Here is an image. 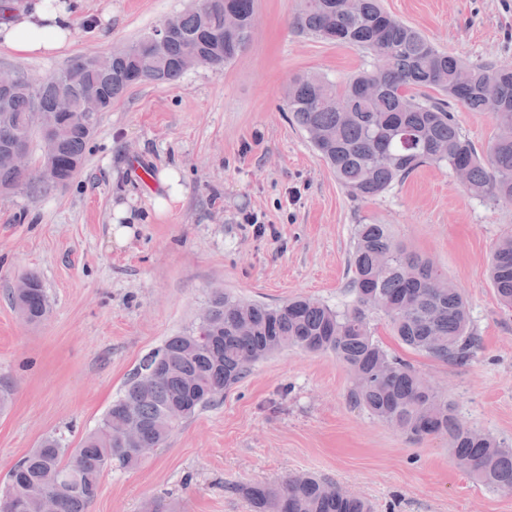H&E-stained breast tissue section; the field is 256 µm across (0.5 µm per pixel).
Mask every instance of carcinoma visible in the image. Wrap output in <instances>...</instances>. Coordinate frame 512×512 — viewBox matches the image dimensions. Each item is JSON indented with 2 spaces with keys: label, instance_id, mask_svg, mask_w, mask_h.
Returning a JSON list of instances; mask_svg holds the SVG:
<instances>
[{
  "label": "carcinoma",
  "instance_id": "obj_1",
  "mask_svg": "<svg viewBox=\"0 0 512 512\" xmlns=\"http://www.w3.org/2000/svg\"><path fill=\"white\" fill-rule=\"evenodd\" d=\"M239 19L224 28V12ZM254 0H195L177 16L176 31L156 42L143 35L113 52L112 68L73 61L29 89H0V189L23 188L47 195L66 186L81 168L91 138L79 118L82 98L106 96L105 109L133 84L168 82L182 76L185 61L198 57L220 70L247 48ZM293 26L322 41L347 45L372 63L338 85L319 74L293 77L286 88L288 112L320 153L348 195L369 199L386 193L423 165L461 168L462 188L473 196L512 204V65L471 67L438 48L420 31L385 11L381 0H300ZM434 88L441 97L424 99ZM497 134L481 156L462 133L456 108L486 112L491 100ZM56 112L57 156L48 174L21 173L8 145L41 134L35 113ZM351 301L336 308L312 298L270 306L216 289L205 307L212 323L168 337L145 355L112 401L98 427L79 444V454L54 434L22 457L0 492V512L14 500L22 512H43L47 496L60 512H89L102 473L140 464L122 451L119 432L131 419L143 426L141 441L162 447L178 422L172 412L189 402L187 419L240 382L256 362L286 347L332 352L351 378L350 398L371 416L411 440L448 439L456 465L490 488L512 493V445L461 422L448 398L412 364L386 349L374 321L385 320L410 350L464 365L478 347L469 330L466 302L458 288H439L444 275L428 259L404 249L385 224H356L349 258ZM12 294L20 317L43 320L49 311L40 278ZM490 277L500 301L512 308V235L495 248ZM253 512H370L366 501L336 484L287 476L277 484L239 485Z\"/></svg>",
  "mask_w": 512,
  "mask_h": 512
}]
</instances>
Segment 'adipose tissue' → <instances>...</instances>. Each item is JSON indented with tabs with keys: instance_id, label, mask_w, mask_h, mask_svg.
Instances as JSON below:
<instances>
[{
	"instance_id": "1",
	"label": "adipose tissue",
	"mask_w": 512,
	"mask_h": 512,
	"mask_svg": "<svg viewBox=\"0 0 512 512\" xmlns=\"http://www.w3.org/2000/svg\"><path fill=\"white\" fill-rule=\"evenodd\" d=\"M81 0H31L27 7L10 13L0 22V49L14 53L51 57L69 48ZM161 187L152 198V214L170 216L184 199V185L177 166L169 165L157 174Z\"/></svg>"
}]
</instances>
